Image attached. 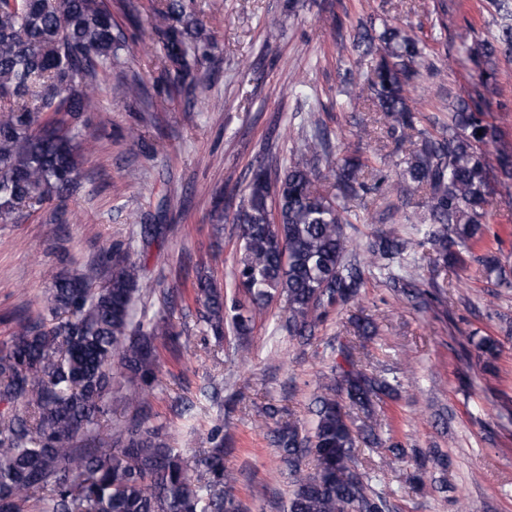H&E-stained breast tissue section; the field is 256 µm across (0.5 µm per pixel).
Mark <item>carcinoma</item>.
Masks as SVG:
<instances>
[{
  "mask_svg": "<svg viewBox=\"0 0 512 512\" xmlns=\"http://www.w3.org/2000/svg\"><path fill=\"white\" fill-rule=\"evenodd\" d=\"M152 30L164 70L183 83L194 78L209 38L187 0H160ZM462 46L481 90L448 105V124L438 129L418 123L411 106L410 87L421 70L443 76L428 62L426 46L388 24L379 33L359 25L353 49L376 63L366 76L347 71L341 93L350 103L372 102L374 122L391 146L379 160L391 162V174L361 156L372 130L359 123L336 154L315 121L293 159L269 154L258 161L233 217L232 276L243 294L227 298L206 271L193 283L204 306L200 319L216 341L228 332L249 335L257 316L280 299L288 335L305 342L331 312L358 298L367 276L427 247L434 262L464 267L465 255L481 246L496 183L512 181V152L498 154V177L490 173L485 148L500 141L501 131L482 110L496 93L497 62L512 59V25ZM129 52L103 0H0V224L77 192L79 157L95 138L59 115L94 111L97 68L118 65ZM386 182L401 205L422 210L415 237L385 226L401 206L385 197L378 218L384 228L362 257L343 228L348 202ZM476 260L496 287L512 289V268L495 254ZM48 276L42 312L13 318L10 342L0 349V401L19 408L0 415V512H246L233 494L235 476L224 468V439L215 435L213 447L200 451L194 477L168 436L135 418L115 430L100 424L119 395L139 412L149 406L155 341L175 335L167 315L172 296L151 317L137 309L141 266L120 256L105 271L93 263L76 275ZM477 348L487 356L485 370L494 371L497 341L483 337ZM340 354L338 384L324 385L314 400L311 434L289 422L272 432L291 478L283 512H389L355 457L357 439L375 448L382 442L370 428L353 429L336 388L367 411L395 387L358 368L352 348ZM307 457L311 471L302 467Z\"/></svg>",
  "mask_w": 512,
  "mask_h": 512,
  "instance_id": "obj_1",
  "label": "carcinoma"
}]
</instances>
